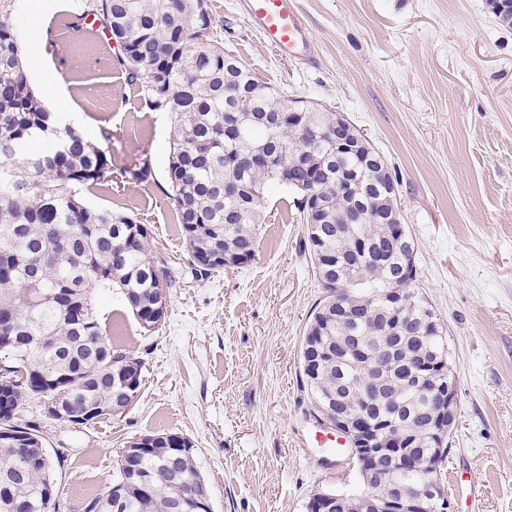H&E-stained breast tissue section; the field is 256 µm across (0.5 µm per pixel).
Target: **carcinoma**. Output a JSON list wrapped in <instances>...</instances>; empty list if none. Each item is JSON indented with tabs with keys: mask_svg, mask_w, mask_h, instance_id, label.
I'll use <instances>...</instances> for the list:
<instances>
[{
	"mask_svg": "<svg viewBox=\"0 0 512 512\" xmlns=\"http://www.w3.org/2000/svg\"><path fill=\"white\" fill-rule=\"evenodd\" d=\"M12 0H0V512H56L59 490L39 426L19 418L30 392L43 388L61 397L69 412L90 411L97 421L125 405L121 349L105 342L94 309L93 287L121 291L144 329L159 324L155 306L166 299V276L147 254L149 228L112 208L92 207L82 192L108 184L111 160L76 129H60L53 112L31 89L20 46L6 23ZM91 12L125 53L118 58L130 84L147 105L170 114L173 145L168 155L167 196L181 225L193 273L207 278L212 267L197 263L207 247L254 260L261 199L268 182L286 184L282 170L295 153L309 150L322 160L315 178L294 168L289 187L313 191L324 207L313 212L297 201L300 221L318 226L307 233L306 250L327 295L309 322L301 345V368L317 411L343 384L357 386L361 364L382 358L385 383L378 405L391 415L378 419L388 442L417 444L418 464L400 476L409 494H426L427 462L435 453L410 431L425 426L443 405L439 386L447 364L434 369L426 389L402 382L417 359L390 360L381 350L384 324L403 317L416 333L412 351L445 360L442 335L413 282L416 268L397 246V224H386L398 206L392 191L400 180L385 157L356 128L363 150L336 154L320 137L336 122L333 112L308 109L294 118L288 104L259 82L241 62L200 40L210 27L204 0H96ZM41 148L32 150L30 144ZM265 146L273 166L255 165L252 150ZM24 155L18 164V155ZM348 172L370 186V200L352 208L336 194V177ZM242 186L224 196V181ZM140 452L124 454L115 482L136 471L149 481L125 484V499L111 489L91 498L85 512H190L181 489L209 498L195 465L192 442L177 434L142 436ZM334 512H368L366 498L336 499Z\"/></svg>",
	"mask_w": 512,
	"mask_h": 512,
	"instance_id": "cac0c4a2",
	"label": "carcinoma"
}]
</instances>
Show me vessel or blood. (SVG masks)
<instances>
[{"label":"vessel or blood","instance_id":"obj_1","mask_svg":"<svg viewBox=\"0 0 512 512\" xmlns=\"http://www.w3.org/2000/svg\"><path fill=\"white\" fill-rule=\"evenodd\" d=\"M241 9L249 28L280 57L313 62L312 34L296 0H241Z\"/></svg>","mask_w":512,"mask_h":512}]
</instances>
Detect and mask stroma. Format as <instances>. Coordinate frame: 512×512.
Instances as JSON below:
<instances>
[{
    "mask_svg": "<svg viewBox=\"0 0 512 512\" xmlns=\"http://www.w3.org/2000/svg\"><path fill=\"white\" fill-rule=\"evenodd\" d=\"M208 40L284 99L338 112L400 180L417 247L416 285L447 330L457 418L442 482L448 512H512V27L488 0H297L316 62L280 59L250 30L238 0H204ZM94 0H13L29 84L112 158L88 204L147 225L166 272V313L142 328L119 290L92 300L104 337L141 363L135 401L87 426L36 423L54 463L60 512H84L117 476L124 448L147 434L194 445L212 512H306L310 497L364 491L352 454L311 447L321 422L302 376L301 342L325 294L305 249L295 192L272 182L257 255L196 278L167 197L171 121L151 110L99 22ZM149 163L148 182L126 172ZM478 481V500L457 486Z\"/></svg>",
    "mask_w": 512,
    "mask_h": 512,
    "instance_id": "1",
    "label": "stroma"
}]
</instances>
